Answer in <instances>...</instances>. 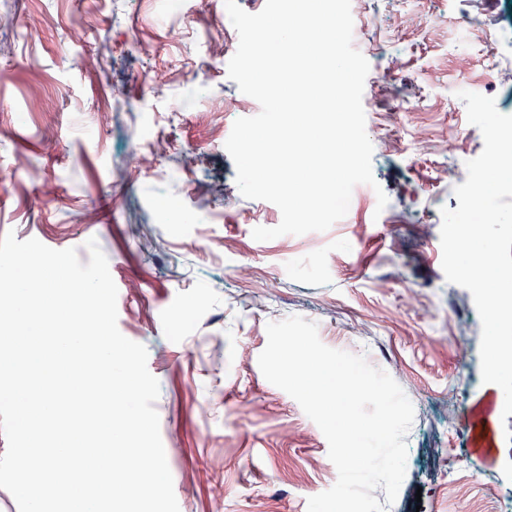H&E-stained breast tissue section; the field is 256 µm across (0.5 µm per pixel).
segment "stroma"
Instances as JSON below:
<instances>
[{
	"label": "stroma",
	"mask_w": 512,
	"mask_h": 512,
	"mask_svg": "<svg viewBox=\"0 0 512 512\" xmlns=\"http://www.w3.org/2000/svg\"><path fill=\"white\" fill-rule=\"evenodd\" d=\"M351 12L376 183L357 185L327 231L258 241L281 212L241 195L225 149L260 105L228 77L224 0H183L168 19L157 0H0L18 20L0 28V237L84 263L97 240L118 328L160 383L180 512H307L336 482L323 433L258 365L267 324L292 315L387 371L414 406L398 496L374 492L384 512H502L512 499V415L479 400L480 317L446 280L440 245V210L459 205L448 173L484 146L465 107L448 109L455 83L491 73L475 91L512 115V66L487 71L450 33L479 18L476 39L512 54V0H352ZM427 13L436 30L419 27ZM486 410L490 466L466 425Z\"/></svg>",
	"instance_id": "obj_1"
}]
</instances>
